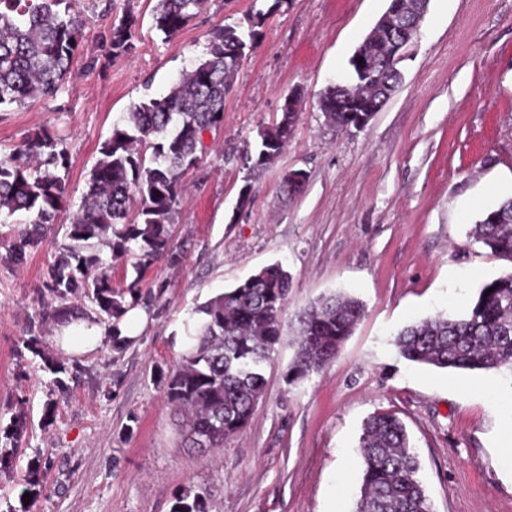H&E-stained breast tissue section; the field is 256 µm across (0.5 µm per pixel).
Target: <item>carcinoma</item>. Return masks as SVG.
I'll return each mask as SVG.
<instances>
[{
  "label": "carcinoma",
  "mask_w": 512,
  "mask_h": 512,
  "mask_svg": "<svg viewBox=\"0 0 512 512\" xmlns=\"http://www.w3.org/2000/svg\"><path fill=\"white\" fill-rule=\"evenodd\" d=\"M68 0H0V107L54 95L80 52L81 23L58 6ZM204 0H156L152 19L166 36L177 34L198 12ZM137 17L129 12L103 35V47L117 56L132 49ZM253 30L226 25L211 33L204 57L182 73L162 97L134 103L113 126L99 149L81 204L68 224L69 244L60 247L44 287L58 306L44 318L59 319L71 302L93 306L89 322L112 326V347L121 350L118 321L127 306L157 296L136 288L112 287L98 245L112 254L136 259L135 269L154 260L170 263V226L180 194L177 172L192 168L203 134L224 120V98L240 60L228 50L254 45ZM353 84L329 86L320 110L337 128L349 121L336 103L362 95L389 98L402 81L400 70L382 54L380 45L365 48L366 76L349 60ZM294 112L259 133L255 154H246L252 169L269 164L292 137ZM53 133L40 128L0 159V213H28V223L0 244V263L26 261L51 232L64 206L67 164ZM151 158H146V151ZM474 238L499 258L512 263V197L486 210L473 229ZM489 295L484 292L489 288ZM291 277L282 263L263 267L235 288L200 306L191 344L166 375L168 402L180 415L184 447L191 451L224 446V439L247 428L266 389L264 365L282 343V311ZM364 313L359 299L340 292L322 296L294 319L295 356L287 380L299 384L330 364L353 333ZM24 349L40 357L42 369L76 377L78 370L46 353L41 336L31 328L21 339ZM399 355L412 363L454 370H507L512 375V272L479 289L461 316L437 314L402 329L395 338ZM30 419L18 408L9 422H0V475L11 474ZM363 469L360 496L353 512H432L418 477L419 462L405 426L394 414L379 412L364 424L359 438ZM49 464L35 462L20 482V499L30 493L35 503L44 487ZM204 496L189 491L176 496L171 512H206Z\"/></svg>",
  "instance_id": "cac0c4a2"
}]
</instances>
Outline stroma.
Listing matches in <instances>:
<instances>
[{
  "label": "stroma",
  "instance_id": "stroma-1",
  "mask_svg": "<svg viewBox=\"0 0 512 512\" xmlns=\"http://www.w3.org/2000/svg\"><path fill=\"white\" fill-rule=\"evenodd\" d=\"M387 4L205 0L168 38L152 25L155 0H73L82 50L58 93L0 110V158L45 127L68 163L52 242L22 265L0 264V415L21 399L32 419L12 477L0 479L12 507L38 458L52 467L32 512H170L187 488L209 512H352L362 425L386 411L407 428L433 512H512V451L498 442L512 424V379L415 365L393 344L412 321L464 314L484 283L512 269L470 235L484 210L512 196V0H430L399 89L363 130H336L320 94L347 78L349 57ZM258 11L224 121L204 133L181 178L171 226L179 263L138 270L101 249L113 287L162 298L126 348L66 356L83 372L54 386L39 357L16 349L29 327L48 339L58 325L41 317L44 273L68 242L102 142L131 103L168 93L214 29L247 25ZM128 12L137 18L132 49L105 55V27ZM292 95L300 101L291 140L248 171L243 151ZM289 171L306 174L295 197L281 191ZM276 261L291 275L283 322L337 290L363 301L364 315L336 359L298 386L285 381L294 347L284 334L249 426L223 447L191 452L159 374L186 350L198 306Z\"/></svg>",
  "mask_w": 512,
  "mask_h": 512
}]
</instances>
